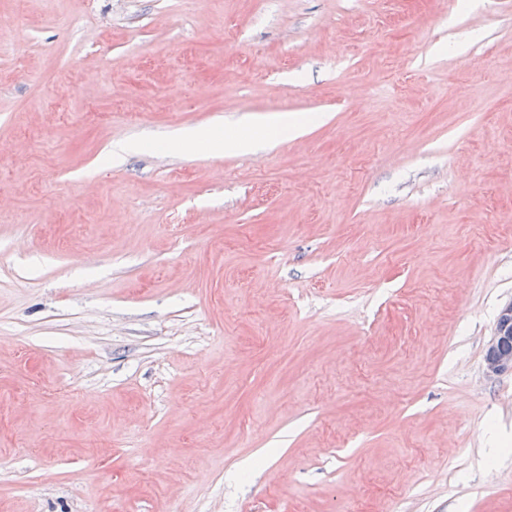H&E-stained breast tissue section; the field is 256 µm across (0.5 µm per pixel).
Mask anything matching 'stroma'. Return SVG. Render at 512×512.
<instances>
[{
    "label": "stroma",
    "instance_id": "obj_1",
    "mask_svg": "<svg viewBox=\"0 0 512 512\" xmlns=\"http://www.w3.org/2000/svg\"><path fill=\"white\" fill-rule=\"evenodd\" d=\"M1 14L0 512H512V0ZM252 137H240L233 134H221L220 132L196 130L186 133L180 140L178 146L184 150H196L208 147L217 152H238L251 147L254 137L265 135L263 129ZM512 340V301L500 311L494 328L491 342L485 354V365L488 373L497 374L505 369L512 368V344L505 342Z\"/></svg>",
    "mask_w": 512,
    "mask_h": 512
}]
</instances>
